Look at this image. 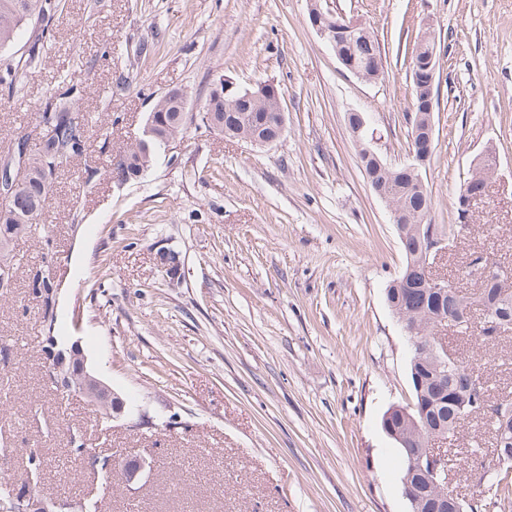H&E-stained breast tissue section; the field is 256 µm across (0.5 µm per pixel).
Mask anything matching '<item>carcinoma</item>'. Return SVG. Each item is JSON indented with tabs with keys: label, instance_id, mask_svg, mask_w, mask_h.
<instances>
[{
	"label": "carcinoma",
	"instance_id": "1",
	"mask_svg": "<svg viewBox=\"0 0 512 512\" xmlns=\"http://www.w3.org/2000/svg\"><path fill=\"white\" fill-rule=\"evenodd\" d=\"M48 0H0V51L15 41L21 27L33 17L43 18L50 9ZM341 52L361 64L380 51L378 40L357 39L343 43ZM24 65L6 63L0 68V83L9 90L18 92L23 87ZM271 90L269 95H260L248 105L233 104L231 99L222 102L208 97L199 113L200 120L215 111L222 115V128L246 134H271L276 129L277 98L281 97L278 87L266 83ZM178 92L163 96L149 112V118L161 136L176 137L187 132L194 121L190 112L182 110ZM51 111L43 113V119L52 127V136L41 142L37 151L29 153L32 172L25 175L22 190L23 211L15 213L0 204V236L7 233L11 241L28 233L38 223L49 201L42 198V179L38 166L42 159L57 154V163L80 157L85 152L88 118L80 112H71V102L63 93L50 102ZM141 145L135 144L126 154L112 161L111 167L127 172L132 180L140 171L147 168L151 157L137 156ZM366 177L396 200L406 211L409 219L406 239L400 241L405 259L419 261L415 239L416 225L432 223V202H423L420 194L409 188L411 178L403 167L397 166L379 171L372 161L363 162ZM418 268L412 272L402 270L407 283L414 292L408 297L404 291L393 293L394 305L403 308V313L414 318L418 324L417 340L423 343L436 342L437 333L428 312L438 305L456 320L454 331L482 344L497 345L504 339V333L512 332V274L501 270V283H494L475 296L462 295L458 299L438 300L425 294L417 287ZM424 379L423 391H412L415 406L427 409L423 418L417 421L406 420L402 429L418 440L415 448H401L402 461L400 480L412 477V481L426 484L420 474L411 473V458L422 454L429 445V432L434 431L447 439L456 436L466 422L460 417L459 408L467 404L471 418L489 426L492 434V448L512 449V399L509 396L493 397L489 392L486 367L473 360L458 359L456 363L441 366L439 359L428 353L416 365L409 366ZM475 448H465L451 454L453 467L465 474V481L478 487L479 495L462 504L461 512H506L512 508V479L509 473L491 471L485 465H476L473 456Z\"/></svg>",
	"mask_w": 512,
	"mask_h": 512
}]
</instances>
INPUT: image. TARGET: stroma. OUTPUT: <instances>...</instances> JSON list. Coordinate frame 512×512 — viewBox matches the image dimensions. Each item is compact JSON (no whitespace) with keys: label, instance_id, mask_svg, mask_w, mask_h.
I'll list each match as a JSON object with an SVG mask.
<instances>
[{"label":"stroma","instance_id":"obj_1","mask_svg":"<svg viewBox=\"0 0 512 512\" xmlns=\"http://www.w3.org/2000/svg\"><path fill=\"white\" fill-rule=\"evenodd\" d=\"M8 57L29 63L21 94L0 84V157L35 149L48 102L112 115L61 164L37 226L14 244L0 294V482L100 512H409L384 412L411 400L409 342L386 302L404 256L372 192L348 112L366 113L388 163L411 159V50L424 21L441 39L434 150L422 168L436 224L458 223L473 160L497 167L469 229L440 262L457 279L482 246L512 269V0H321L359 20L384 74L343 69L309 21L308 0H52ZM278 85L287 117L255 147L190 126L136 180L114 157L141 137L168 91L202 103L219 76ZM182 261L170 280L156 261ZM58 290L56 329L124 399L97 415L56 390L40 351L38 274ZM447 341L490 362L492 395L512 392V346ZM144 461L111 485L73 450Z\"/></svg>","mask_w":512,"mask_h":512}]
</instances>
